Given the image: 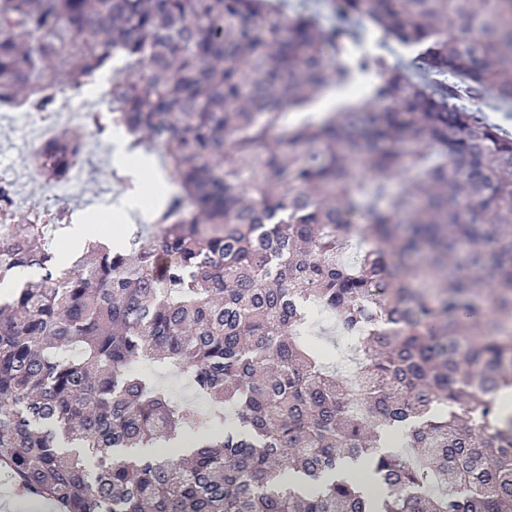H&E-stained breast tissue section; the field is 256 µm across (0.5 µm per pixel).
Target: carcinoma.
<instances>
[{
	"instance_id": "1",
	"label": "carcinoma",
	"mask_w": 512,
	"mask_h": 512,
	"mask_svg": "<svg viewBox=\"0 0 512 512\" xmlns=\"http://www.w3.org/2000/svg\"><path fill=\"white\" fill-rule=\"evenodd\" d=\"M322 2L326 27L277 0H0V102L49 113L110 67L85 127L160 150L175 186L158 232L90 242L74 271L43 243L70 209H0V281L38 270L0 304V468L28 495L59 512H512V134L459 104H512V0ZM360 20L423 46L415 66L350 60ZM354 71L380 78L373 96L314 119ZM81 141L33 162L59 180ZM317 307L356 341L352 380L306 340ZM138 361L206 399L191 452H140L185 408ZM393 435L402 450L380 452ZM346 457L365 472L340 473Z\"/></svg>"
}]
</instances>
